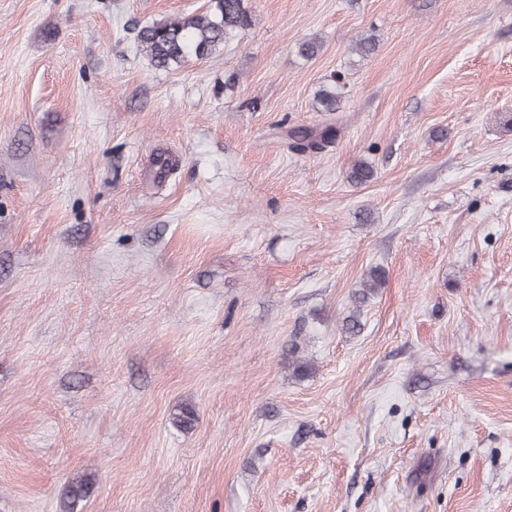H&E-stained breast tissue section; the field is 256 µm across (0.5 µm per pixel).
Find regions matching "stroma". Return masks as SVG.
Instances as JSON below:
<instances>
[{"instance_id": "1", "label": "stroma", "mask_w": 512, "mask_h": 512, "mask_svg": "<svg viewBox=\"0 0 512 512\" xmlns=\"http://www.w3.org/2000/svg\"><path fill=\"white\" fill-rule=\"evenodd\" d=\"M246 3L0 0V512H512V0ZM201 14L153 21L137 32V44L149 64L178 68L189 59H204L252 25L245 0H209ZM341 76H334L331 82L324 85L316 96V103L327 112L337 111L343 98L340 86ZM336 130L331 127L315 129L300 126L288 131V147L298 153L321 152L333 144Z\"/></svg>"}]
</instances>
